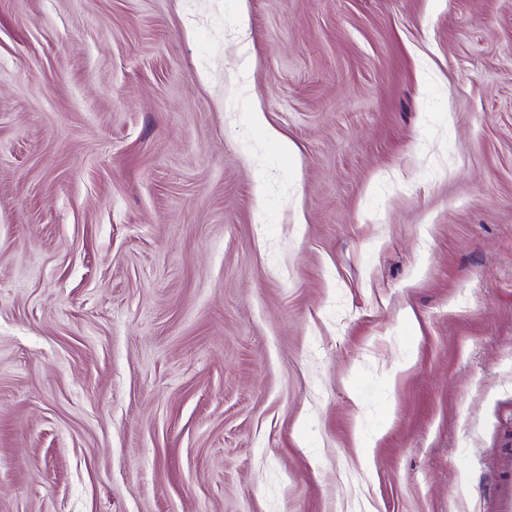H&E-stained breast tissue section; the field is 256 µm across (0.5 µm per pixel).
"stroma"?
<instances>
[{
	"instance_id": "1",
	"label": "stroma",
	"mask_w": 512,
	"mask_h": 512,
	"mask_svg": "<svg viewBox=\"0 0 512 512\" xmlns=\"http://www.w3.org/2000/svg\"><path fill=\"white\" fill-rule=\"evenodd\" d=\"M247 6L0 0V512H504L512 0Z\"/></svg>"
}]
</instances>
